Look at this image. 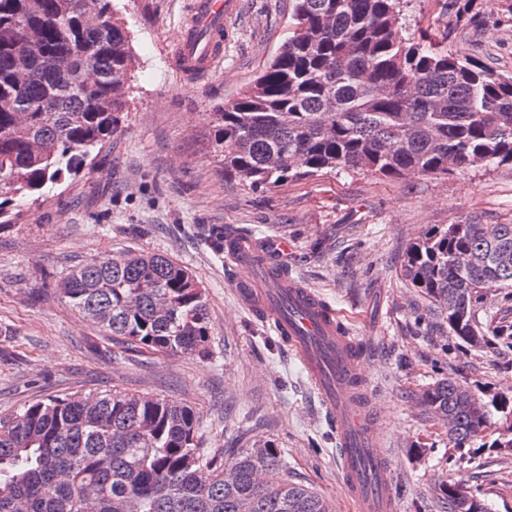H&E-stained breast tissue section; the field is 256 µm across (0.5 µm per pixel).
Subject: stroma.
<instances>
[{
	"instance_id": "obj_1",
	"label": "stroma",
	"mask_w": 512,
	"mask_h": 512,
	"mask_svg": "<svg viewBox=\"0 0 512 512\" xmlns=\"http://www.w3.org/2000/svg\"><path fill=\"white\" fill-rule=\"evenodd\" d=\"M292 0H237L224 17V60L183 79L173 53L191 0H119L135 56L121 129L94 168L55 186L0 231V414L47 396L117 389L176 399L201 419L207 448H279L288 477L335 512H352L336 431L271 323L236 301L213 232H249L336 310L358 341L365 391L392 467L398 512H441L459 481L488 512H512V451L500 432L452 447L422 395L450 377L484 401L512 399V339L474 348L448 330L400 273L407 245L476 220L512 223V165L445 177L331 172L255 190L225 178L211 119L287 39ZM409 33L447 38L474 64L512 74V0H408ZM122 249L169 256L206 290L209 358L101 354L103 329L73 310L67 270Z\"/></svg>"
}]
</instances>
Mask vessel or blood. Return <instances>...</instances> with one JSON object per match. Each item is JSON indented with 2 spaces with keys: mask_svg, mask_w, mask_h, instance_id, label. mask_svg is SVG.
<instances>
[{
  "mask_svg": "<svg viewBox=\"0 0 512 512\" xmlns=\"http://www.w3.org/2000/svg\"><path fill=\"white\" fill-rule=\"evenodd\" d=\"M235 0H193L173 56L180 74L194 79L212 71L224 57V16ZM229 266L250 269L233 282L237 299L270 321L295 354L326 416L336 429L341 476L357 512H392L395 497L389 464L381 451L374 417L360 397L362 354L349 330L327 302L275 263L260 262L252 238L229 232Z\"/></svg>",
  "mask_w": 512,
  "mask_h": 512,
  "instance_id": "vessel-or-blood-1",
  "label": "vessel or blood"
}]
</instances>
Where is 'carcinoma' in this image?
<instances>
[{"instance_id": "1", "label": "carcinoma", "mask_w": 512, "mask_h": 512, "mask_svg": "<svg viewBox=\"0 0 512 512\" xmlns=\"http://www.w3.org/2000/svg\"><path fill=\"white\" fill-rule=\"evenodd\" d=\"M99 13L105 28L84 30ZM404 0H293L278 52L213 113L224 177L253 189L331 171L445 176L512 165V75L445 42L403 33ZM36 52L16 53L21 31ZM134 59L113 0H0V230L77 177L120 130ZM402 276L448 320L485 336V292L512 289V224L470 220L411 242ZM60 294L125 350L205 358L211 319L192 272L119 252L72 267ZM457 448L489 405L451 378L424 394ZM200 447V419L167 398L117 390L38 400L0 414V512H333L288 479L281 451Z\"/></svg>"}]
</instances>
